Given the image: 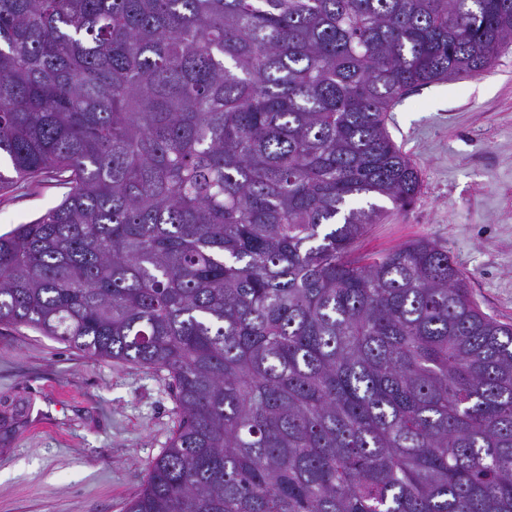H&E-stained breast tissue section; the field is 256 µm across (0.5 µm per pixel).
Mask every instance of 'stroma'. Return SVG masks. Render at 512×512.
<instances>
[{
  "label": "stroma",
  "mask_w": 512,
  "mask_h": 512,
  "mask_svg": "<svg viewBox=\"0 0 512 512\" xmlns=\"http://www.w3.org/2000/svg\"><path fill=\"white\" fill-rule=\"evenodd\" d=\"M388 131L421 192L370 225L356 256L434 238L482 311L512 323V46L483 72L406 94ZM62 194L44 181L0 196V233ZM176 420L163 374L0 325V512H125Z\"/></svg>",
  "instance_id": "35a3bbf8"
}]
</instances>
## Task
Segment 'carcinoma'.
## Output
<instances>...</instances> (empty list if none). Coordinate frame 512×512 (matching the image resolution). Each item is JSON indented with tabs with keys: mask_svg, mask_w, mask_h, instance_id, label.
<instances>
[{
	"mask_svg": "<svg viewBox=\"0 0 512 512\" xmlns=\"http://www.w3.org/2000/svg\"><path fill=\"white\" fill-rule=\"evenodd\" d=\"M512 0H0V324L164 373L126 512H512V325L408 207L409 91L490 67ZM63 192L54 183L44 181L27 190L0 196V233L37 219L61 200Z\"/></svg>",
	"mask_w": 512,
	"mask_h": 512,
	"instance_id": "cac0c4a2",
	"label": "carcinoma"
}]
</instances>
